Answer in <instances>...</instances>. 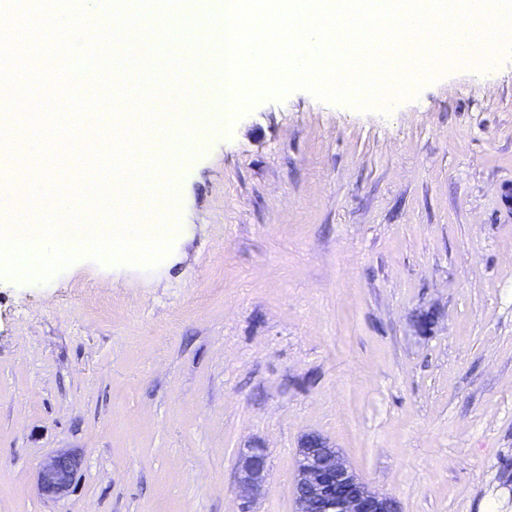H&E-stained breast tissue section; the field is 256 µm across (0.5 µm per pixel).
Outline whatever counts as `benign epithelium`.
<instances>
[{
    "label": "benign epithelium",
    "mask_w": 512,
    "mask_h": 512,
    "mask_svg": "<svg viewBox=\"0 0 512 512\" xmlns=\"http://www.w3.org/2000/svg\"><path fill=\"white\" fill-rule=\"evenodd\" d=\"M266 448L252 442L239 449L235 482L243 500L241 512H254L251 505L266 479ZM79 467L78 458L59 450L41 464L37 486L46 497L67 495ZM295 512H400L395 498L372 489L355 471L344 454L315 434L306 435L295 456L293 480Z\"/></svg>",
    "instance_id": "benign-epithelium-1"
}]
</instances>
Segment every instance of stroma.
<instances>
[{
	"mask_svg": "<svg viewBox=\"0 0 512 512\" xmlns=\"http://www.w3.org/2000/svg\"><path fill=\"white\" fill-rule=\"evenodd\" d=\"M186 150L160 265L0 277V512H239L253 440L257 512H294L309 433L401 512H512V55L386 111L265 97ZM266 460V448L259 442H252L239 450L235 482L243 500L241 512H255L251 505L266 479ZM78 467V458L68 451L59 450L48 456L37 475L40 493L53 499L63 498L70 490Z\"/></svg>",
	"mask_w": 512,
	"mask_h": 512,
	"instance_id": "stroma-1",
	"label": "stroma"
}]
</instances>
